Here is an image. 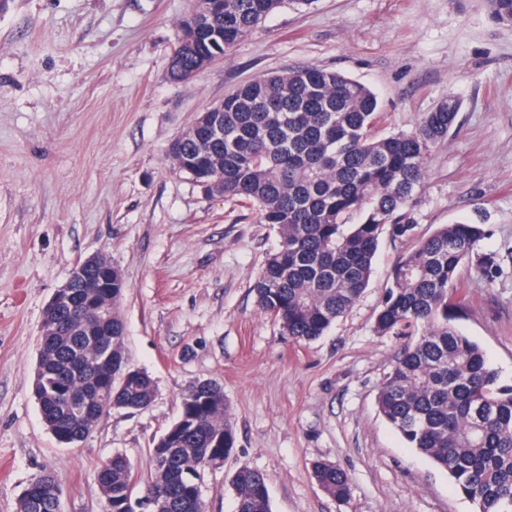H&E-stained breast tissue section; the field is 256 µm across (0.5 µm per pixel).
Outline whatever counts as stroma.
<instances>
[{"instance_id": "obj_1", "label": "stroma", "mask_w": 512, "mask_h": 512, "mask_svg": "<svg viewBox=\"0 0 512 512\" xmlns=\"http://www.w3.org/2000/svg\"><path fill=\"white\" fill-rule=\"evenodd\" d=\"M193 0H0V512H16L39 471L62 486L61 512H102L97 469L125 455L149 472L154 440L198 380L222 385L237 433L206 473L211 512H234L231 473L264 471L272 512H476L429 458L379 416L398 338L377 333L382 287L411 242L382 241L368 287L320 338L283 335L251 287L276 228L239 198L178 172L171 141L240 84L316 64L378 97L376 132L413 130L442 100L460 104L433 148L417 233L482 224L460 269L458 329L512 385V26L487 0H314L283 5L223 60L186 82L169 74ZM109 254L126 284V358L157 396L59 443L33 394L45 308L79 260ZM493 257L492 272L483 258ZM345 470L329 497L315 462ZM312 473L319 487L330 497L345 501L351 494V481L348 474L331 462H316Z\"/></svg>"}]
</instances>
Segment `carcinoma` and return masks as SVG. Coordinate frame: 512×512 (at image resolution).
Returning a JSON list of instances; mask_svg holds the SVG:
<instances>
[{"label":"carcinoma","instance_id":"cac0c4a2","mask_svg":"<svg viewBox=\"0 0 512 512\" xmlns=\"http://www.w3.org/2000/svg\"><path fill=\"white\" fill-rule=\"evenodd\" d=\"M284 0H206L181 30L224 27V41L202 38L194 51L175 46L170 72L188 80L224 57ZM491 18L512 25V0H488ZM460 106L449 98L426 113L411 132L378 137L379 101L340 72L307 65L246 82L224 97V134L201 139L186 133L170 155L174 168L188 161L211 173L226 197H240L273 224L277 247L269 253L252 292L260 312L299 341H313L344 317L367 288L382 238L416 239L394 263L375 328L403 339L381 383L379 415L408 447L430 458L476 505L477 512H512V385H502L480 346L459 332L458 274L485 237L482 224H445L415 238L417 191L427 161L456 126ZM358 216L360 220L352 222ZM111 258L79 276L74 295L45 311L33 393L48 430L65 444L83 442L112 408L140 411L156 391L144 371L125 357L118 312L124 288H105ZM112 303V315L97 318ZM236 445L220 384L199 381L182 395L178 418L149 449L150 476L132 489L133 468L114 454L99 467L104 512H134L136 493L145 512H208L189 473L224 467ZM312 473L330 497L351 494L348 474L331 462ZM234 512H272L268 480L246 465L232 474ZM57 477L34 474L18 512H60Z\"/></svg>","mask_w":512,"mask_h":512}]
</instances>
